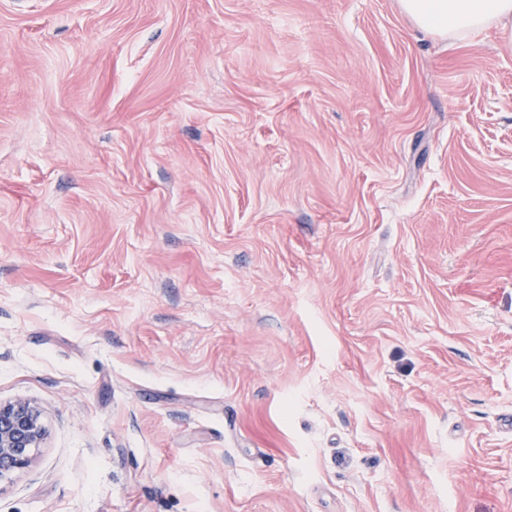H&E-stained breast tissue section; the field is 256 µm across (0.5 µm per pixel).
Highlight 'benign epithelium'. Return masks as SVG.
<instances>
[{
	"mask_svg": "<svg viewBox=\"0 0 512 512\" xmlns=\"http://www.w3.org/2000/svg\"><path fill=\"white\" fill-rule=\"evenodd\" d=\"M44 435L42 412L35 403L0 401V481L30 466Z\"/></svg>",
	"mask_w": 512,
	"mask_h": 512,
	"instance_id": "7a95c632",
	"label": "benign epithelium"
}]
</instances>
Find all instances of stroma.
<instances>
[{"instance_id": "35a3bbf8", "label": "stroma", "mask_w": 512, "mask_h": 512, "mask_svg": "<svg viewBox=\"0 0 512 512\" xmlns=\"http://www.w3.org/2000/svg\"><path fill=\"white\" fill-rule=\"evenodd\" d=\"M0 512H512V39L398 0H0ZM44 435L42 412L35 403L0 401V482L30 466Z\"/></svg>"}]
</instances>
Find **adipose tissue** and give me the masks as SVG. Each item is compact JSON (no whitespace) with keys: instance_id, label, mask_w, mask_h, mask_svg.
Wrapping results in <instances>:
<instances>
[{"instance_id":"obj_1","label":"adipose tissue","mask_w":512,"mask_h":512,"mask_svg":"<svg viewBox=\"0 0 512 512\" xmlns=\"http://www.w3.org/2000/svg\"><path fill=\"white\" fill-rule=\"evenodd\" d=\"M399 5L417 27L443 37L490 27L512 36V0H399Z\"/></svg>"}]
</instances>
